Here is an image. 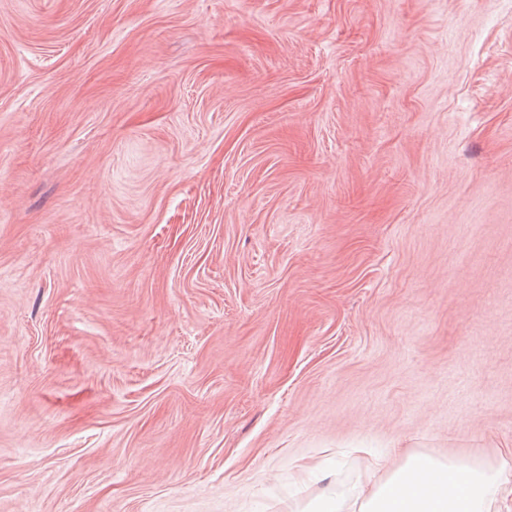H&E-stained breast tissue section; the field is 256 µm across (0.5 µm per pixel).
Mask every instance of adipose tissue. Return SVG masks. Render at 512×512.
<instances>
[{
    "mask_svg": "<svg viewBox=\"0 0 512 512\" xmlns=\"http://www.w3.org/2000/svg\"><path fill=\"white\" fill-rule=\"evenodd\" d=\"M508 483L482 456L440 459L412 451L396 464L373 460L353 512H499Z\"/></svg>",
    "mask_w": 512,
    "mask_h": 512,
    "instance_id": "ef3b65f1",
    "label": "adipose tissue"
}]
</instances>
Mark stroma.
<instances>
[{"label": "stroma", "instance_id": "stroma-1", "mask_svg": "<svg viewBox=\"0 0 512 512\" xmlns=\"http://www.w3.org/2000/svg\"><path fill=\"white\" fill-rule=\"evenodd\" d=\"M512 473V0H0V512H294ZM462 477V484L452 477ZM507 478L480 455L439 459L412 451L397 464L369 466L368 489L348 507L358 512H501Z\"/></svg>", "mask_w": 512, "mask_h": 512}]
</instances>
